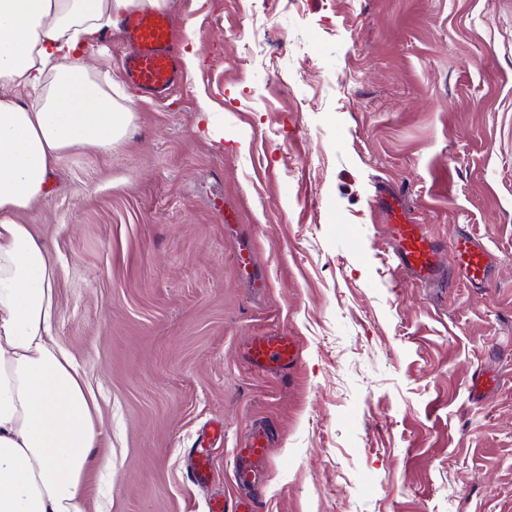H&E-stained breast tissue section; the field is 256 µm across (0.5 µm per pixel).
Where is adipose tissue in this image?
Listing matches in <instances>:
<instances>
[{
	"mask_svg": "<svg viewBox=\"0 0 512 512\" xmlns=\"http://www.w3.org/2000/svg\"><path fill=\"white\" fill-rule=\"evenodd\" d=\"M168 0H0V512H86L100 430L75 360L52 337L56 262L20 216L59 158L111 152L131 108L89 62L99 34ZM36 90L29 104L15 88Z\"/></svg>",
	"mask_w": 512,
	"mask_h": 512,
	"instance_id": "1",
	"label": "adipose tissue"
}]
</instances>
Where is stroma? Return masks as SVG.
<instances>
[{
	"label": "stroma",
	"instance_id": "35a3bbf8",
	"mask_svg": "<svg viewBox=\"0 0 512 512\" xmlns=\"http://www.w3.org/2000/svg\"><path fill=\"white\" fill-rule=\"evenodd\" d=\"M197 62L134 93L111 152L56 163L20 220L56 261L53 339L100 435L87 512H238L237 458L272 430L256 512H512V0H169ZM402 191L439 282L391 267ZM496 256L459 281L461 232ZM294 337L289 370L251 341ZM498 387L473 399L474 374ZM212 476L187 468L202 431Z\"/></svg>",
	"mask_w": 512,
	"mask_h": 512
}]
</instances>
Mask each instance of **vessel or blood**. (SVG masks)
Instances as JSON below:
<instances>
[{
  "instance_id": "obj_1",
  "label": "vessel or blood",
  "mask_w": 512,
  "mask_h": 512,
  "mask_svg": "<svg viewBox=\"0 0 512 512\" xmlns=\"http://www.w3.org/2000/svg\"><path fill=\"white\" fill-rule=\"evenodd\" d=\"M119 26L130 46L121 63L126 83L151 98H166L179 82V61L169 17L153 11H133L121 17ZM380 211L396 245L398 267L421 281L439 279L444 271L443 248L422 225L412 222L400 192L383 193ZM455 252L460 279L476 288L489 282L496 257L485 242L464 234L457 239ZM248 358L257 368H285L296 363L297 348L293 338L286 335L259 336L251 343ZM268 441L265 424L251 428L248 452L236 466L240 483L254 484L262 475Z\"/></svg>"
}]
</instances>
